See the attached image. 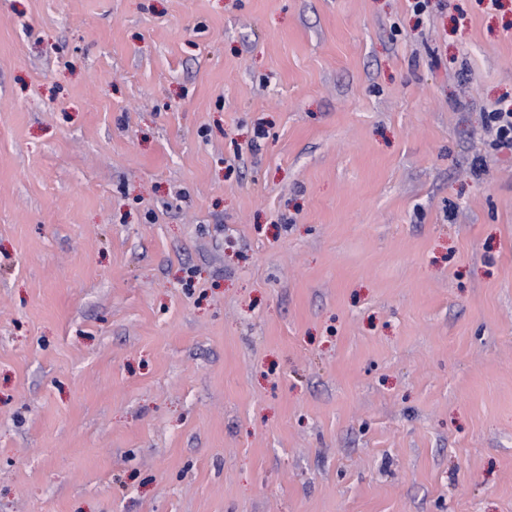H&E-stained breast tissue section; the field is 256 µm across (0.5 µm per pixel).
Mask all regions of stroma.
<instances>
[{
	"mask_svg": "<svg viewBox=\"0 0 512 512\" xmlns=\"http://www.w3.org/2000/svg\"><path fill=\"white\" fill-rule=\"evenodd\" d=\"M512 0H0V512H512ZM489 123L495 145L512 150V108L490 112Z\"/></svg>",
	"mask_w": 512,
	"mask_h": 512,
	"instance_id": "obj_1",
	"label": "stroma"
}]
</instances>
